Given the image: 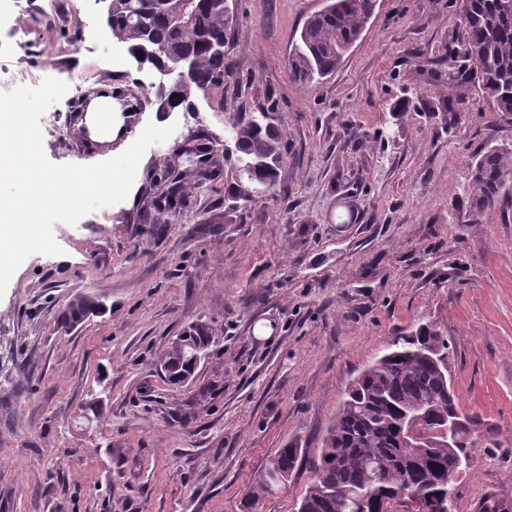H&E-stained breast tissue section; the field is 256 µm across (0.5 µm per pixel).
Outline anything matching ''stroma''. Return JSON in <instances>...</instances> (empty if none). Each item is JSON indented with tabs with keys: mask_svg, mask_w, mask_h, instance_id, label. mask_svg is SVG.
Here are the masks:
<instances>
[{
	"mask_svg": "<svg viewBox=\"0 0 512 512\" xmlns=\"http://www.w3.org/2000/svg\"><path fill=\"white\" fill-rule=\"evenodd\" d=\"M74 4L57 22L0 0V61L40 81L151 88L157 74L130 66L100 0ZM324 5L228 0L223 109L201 96L194 114L117 113L127 130L100 143L71 123V96L51 106L68 127L43 139L55 165L109 160L150 122L177 129L144 153L125 201L55 224L63 255L28 257L0 298V512H242L279 448L296 439L317 455L348 381L425 323L448 338L471 422L455 512L512 506V191L478 223L464 192L474 157L512 143V120L460 78L461 0H376L336 72L295 82L292 45ZM271 100L285 143L273 190L230 206L224 163L192 209L137 232L142 189L188 133L227 138L233 113ZM81 293L107 312L61 329ZM198 319L216 342L194 383L169 387L157 359ZM93 399L88 424L79 409ZM311 479L300 466L259 512H297Z\"/></svg>",
	"mask_w": 512,
	"mask_h": 512,
	"instance_id": "obj_1",
	"label": "stroma"
}]
</instances>
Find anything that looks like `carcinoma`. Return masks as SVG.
Returning <instances> with one entry per match:
<instances>
[{
    "instance_id": "cac0c4a2",
    "label": "carcinoma",
    "mask_w": 512,
    "mask_h": 512,
    "mask_svg": "<svg viewBox=\"0 0 512 512\" xmlns=\"http://www.w3.org/2000/svg\"><path fill=\"white\" fill-rule=\"evenodd\" d=\"M172 0H126L130 10L113 5L116 23L145 28L158 39L162 59L185 54L192 61L187 81L179 88L176 106L189 108L197 94L220 95L224 85L228 0H190L192 19L178 27L169 14ZM376 0H326V6L305 21L288 62L291 77L300 83L327 78L343 62L375 10ZM461 57L472 64L467 80L477 86L490 111L512 115V0H462ZM275 106L256 112H237L229 121L231 156H222L197 170L200 158L213 142L193 140L189 151L173 150V156L196 171L197 180L210 179L215 166L228 161L234 182L227 199L252 201L273 189L284 161L283 133ZM169 182H151L150 201L134 218L147 224L152 213L170 216L189 209L193 195L184 186V170L166 163ZM512 188V145L493 146L470 165L467 196L475 222L496 210L504 192ZM96 313L70 302L60 314L64 327H71ZM215 336L210 324L197 320L170 340L158 365L164 382L180 386L184 375L199 367L210 355ZM448 338L434 325H421L393 337L385 352L374 359L350 383L323 438L318 456L308 459L314 479L302 496L297 512H370L372 505L397 498L446 496L454 491V459L467 458V426L459 429L454 448H401L394 444L398 428L415 415H427V423L457 412L458 397L448 372ZM302 448L292 440L269 459L261 474L257 495L244 505L254 512L261 495L288 484Z\"/></svg>"
}]
</instances>
